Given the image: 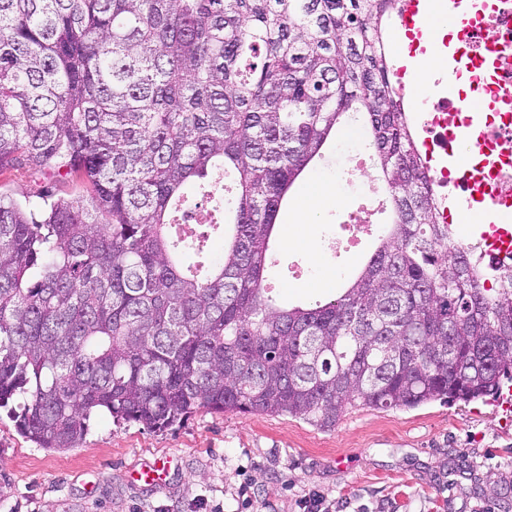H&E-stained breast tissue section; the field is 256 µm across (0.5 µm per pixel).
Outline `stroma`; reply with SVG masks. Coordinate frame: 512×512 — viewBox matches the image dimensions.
Returning a JSON list of instances; mask_svg holds the SVG:
<instances>
[{"mask_svg":"<svg viewBox=\"0 0 512 512\" xmlns=\"http://www.w3.org/2000/svg\"><path fill=\"white\" fill-rule=\"evenodd\" d=\"M369 132L346 124L289 190L276 221L277 258L266 272L283 306L336 296L377 241L333 258L324 250L350 205L324 208L306 242L284 229L306 185L338 181V161ZM78 195L83 186L32 171L0 175V193L25 203L38 193ZM342 265L335 287L290 278L297 264ZM175 460L162 490L129 480V469L162 454ZM315 496L324 512H512V409L501 402H431L412 409L349 410L332 429L288 415L197 412L158 431L91 419L77 447L49 451L22 435L0 410V512H303Z\"/></svg>","mask_w":512,"mask_h":512,"instance_id":"1","label":"stroma"}]
</instances>
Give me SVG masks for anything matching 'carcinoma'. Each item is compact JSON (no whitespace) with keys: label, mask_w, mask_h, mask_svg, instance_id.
Masks as SVG:
<instances>
[{"label":"carcinoma","mask_w":512,"mask_h":512,"mask_svg":"<svg viewBox=\"0 0 512 512\" xmlns=\"http://www.w3.org/2000/svg\"><path fill=\"white\" fill-rule=\"evenodd\" d=\"M393 5L0 0V174L86 188L0 194V407L28 438L75 448L100 412L330 429L357 406L487 402L512 382V287L448 254L392 82ZM350 117L369 127L392 223L339 296L282 307L264 279L276 218ZM191 205L224 224L184 227ZM49 189L55 195L86 194L83 186L71 180H58L32 171H13L0 176V192L27 204L38 200V193Z\"/></svg>","instance_id":"obj_1"}]
</instances>
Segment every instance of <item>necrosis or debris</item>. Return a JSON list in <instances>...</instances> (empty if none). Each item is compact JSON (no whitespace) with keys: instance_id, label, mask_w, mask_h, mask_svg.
Segmentation results:
<instances>
[{"instance_id":"necrosis-or-debris-1","label":"necrosis or debris","mask_w":512,"mask_h":512,"mask_svg":"<svg viewBox=\"0 0 512 512\" xmlns=\"http://www.w3.org/2000/svg\"><path fill=\"white\" fill-rule=\"evenodd\" d=\"M456 84L451 88L430 86L412 97L413 108H425L427 132L420 141L424 159H431L438 146H453L454 136L466 134L472 146L462 156L455 172L428 168L435 193L453 190L476 207L499 214L500 220L485 225L478 239L458 237L456 246L480 258L490 271L483 283L501 287L503 271H512V0H471L452 54ZM485 103L481 112L467 111L470 98ZM367 157L355 151L341 167L347 188L356 190L363 209L345 225V237L326 240L332 254L357 248L369 230L374 210L381 206L363 174Z\"/></svg>"}]
</instances>
